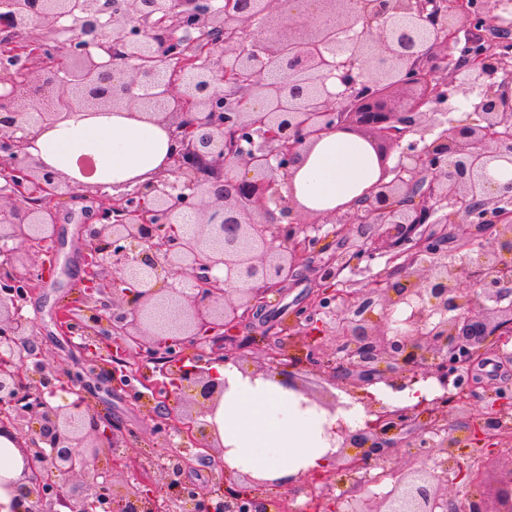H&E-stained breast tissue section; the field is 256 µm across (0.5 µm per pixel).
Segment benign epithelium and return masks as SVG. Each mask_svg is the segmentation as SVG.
<instances>
[{
  "label": "benign epithelium",
  "mask_w": 512,
  "mask_h": 512,
  "mask_svg": "<svg viewBox=\"0 0 512 512\" xmlns=\"http://www.w3.org/2000/svg\"><path fill=\"white\" fill-rule=\"evenodd\" d=\"M511 10L512 0H0V409L12 413L14 429L29 424L27 512H168L182 499L192 512H290L288 489L272 500L260 481L242 490L226 478L222 491L201 494L159 460L149 466L164 474L160 484L114 481L112 471L127 466L129 431L92 413L83 393L104 379L138 382L155 404L157 429L227 470L207 424L169 407L189 388L203 416L224 391L210 362L185 350L228 343L213 360L238 362L240 328L265 309L267 294L288 292L325 224L338 225L334 237L354 227L349 260L387 255L392 267L375 286L352 291L335 286L343 257H327L320 284L265 351L266 365L322 355V376L345 390L403 389L408 380L442 389L412 406L369 403L370 418L355 430L337 423L336 473L353 493L350 512H512V471L489 503L480 494L461 508L444 489L466 475L458 449L495 439L512 411V388L503 386L473 426L448 421L477 396L475 366L512 341V180L488 175L512 166ZM39 27L61 44L32 37ZM488 28L504 47L472 51ZM474 92L479 122L441 120L449 97ZM77 106L89 115L138 109L173 147L162 173L118 199L97 185L82 290L54 313L62 335L81 337L88 365L49 376L23 309L61 273L59 200L78 196L70 178L26 148ZM332 130L363 139L378 167L351 220L340 208L309 218L282 194ZM414 131L420 141L403 143ZM272 202L297 218L274 223ZM185 210L197 220L190 237L177 227ZM452 250L464 252L460 262H448ZM31 251L52 261L24 260ZM218 266L222 279L211 276ZM161 271L171 286L158 285ZM130 352L160 365V377L142 376ZM278 375L309 403L341 407L310 397L293 374ZM60 389L78 399L51 405ZM401 448L434 466L392 468L391 489L369 492L379 481L370 466ZM100 455L111 472L70 493L69 481ZM310 495L319 512L341 501L328 486Z\"/></svg>",
  "instance_id": "1"
}]
</instances>
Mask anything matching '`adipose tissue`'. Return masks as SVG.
<instances>
[{"label": "adipose tissue", "instance_id": "adipose-tissue-1", "mask_svg": "<svg viewBox=\"0 0 512 512\" xmlns=\"http://www.w3.org/2000/svg\"><path fill=\"white\" fill-rule=\"evenodd\" d=\"M31 156L75 184L145 183L163 171L171 151L167 131L120 110L96 116L75 109L67 119L40 134ZM378 172L367 144L338 131L322 135L294 173L290 191L306 210L326 214L352 208L375 182ZM224 395L205 423L215 426L232 477L248 475L273 486L296 487L300 479L324 470L335 453L337 421L358 426L366 409L352 403L331 414L302 404L301 395L276 380L251 379L244 367L213 364ZM22 443L12 431L0 432V512H23L29 501Z\"/></svg>", "mask_w": 512, "mask_h": 512}]
</instances>
